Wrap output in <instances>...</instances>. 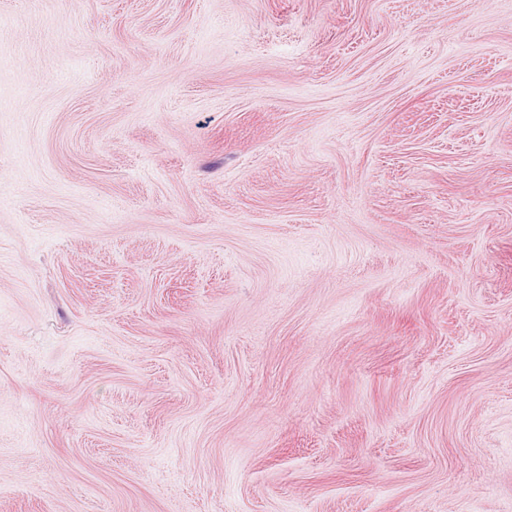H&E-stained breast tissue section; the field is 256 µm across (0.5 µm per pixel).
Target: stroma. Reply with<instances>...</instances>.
Segmentation results:
<instances>
[{
	"label": "stroma",
	"instance_id": "35a3bbf8",
	"mask_svg": "<svg viewBox=\"0 0 512 512\" xmlns=\"http://www.w3.org/2000/svg\"><path fill=\"white\" fill-rule=\"evenodd\" d=\"M0 512H512V0H0Z\"/></svg>",
	"mask_w": 512,
	"mask_h": 512
}]
</instances>
